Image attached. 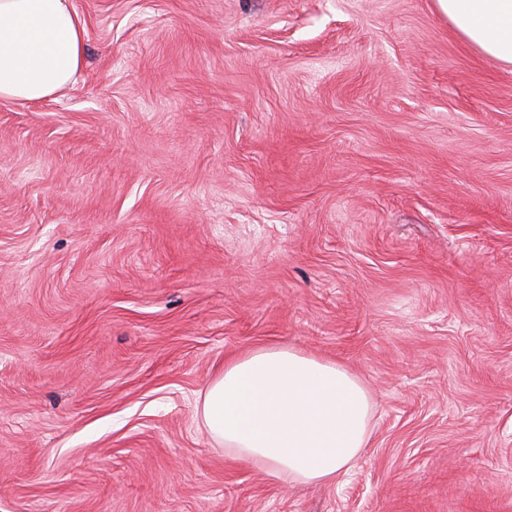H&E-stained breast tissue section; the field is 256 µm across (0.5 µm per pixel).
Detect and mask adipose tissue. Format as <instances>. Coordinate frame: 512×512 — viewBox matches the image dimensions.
Returning a JSON list of instances; mask_svg holds the SVG:
<instances>
[{
    "instance_id": "obj_1",
    "label": "adipose tissue",
    "mask_w": 512,
    "mask_h": 512,
    "mask_svg": "<svg viewBox=\"0 0 512 512\" xmlns=\"http://www.w3.org/2000/svg\"><path fill=\"white\" fill-rule=\"evenodd\" d=\"M459 36L512 65V0H436ZM85 22L73 0H0V100L41 102L72 85ZM199 419L225 453L274 481L328 483L370 436L358 377L301 350L263 347L230 359L201 391Z\"/></svg>"
}]
</instances>
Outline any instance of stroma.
Segmentation results:
<instances>
[{
    "label": "stroma",
    "instance_id": "1",
    "mask_svg": "<svg viewBox=\"0 0 512 512\" xmlns=\"http://www.w3.org/2000/svg\"><path fill=\"white\" fill-rule=\"evenodd\" d=\"M0 101V512H512V66L434 0H73ZM293 347L373 401L336 482L197 397ZM85 33L73 0H0V100L41 102L72 85Z\"/></svg>",
    "mask_w": 512,
    "mask_h": 512
}]
</instances>
